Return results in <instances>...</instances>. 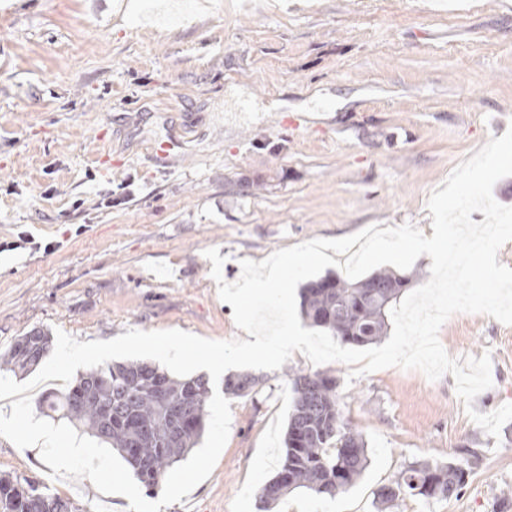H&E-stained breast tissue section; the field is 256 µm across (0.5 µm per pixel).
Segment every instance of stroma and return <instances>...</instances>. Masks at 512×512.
<instances>
[{"mask_svg":"<svg viewBox=\"0 0 512 512\" xmlns=\"http://www.w3.org/2000/svg\"><path fill=\"white\" fill-rule=\"evenodd\" d=\"M512 126V0H0V352L33 330L78 341L179 329L241 338L211 276L244 259L376 225L432 232L430 194ZM454 358L491 357L473 402L512 403V326L457 313ZM369 464L345 493L293 492L274 512H378L415 462L476 451L459 496L387 512H512V422L492 437L452 375L329 362ZM301 353L230 397L211 475L160 512H261L285 452ZM35 480L75 512H129L39 449L0 437V475Z\"/></svg>","mask_w":512,"mask_h":512,"instance_id":"1","label":"stroma"}]
</instances>
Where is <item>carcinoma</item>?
I'll list each match as a JSON object with an SVG mask.
<instances>
[{"label":"carcinoma","mask_w":512,"mask_h":512,"mask_svg":"<svg viewBox=\"0 0 512 512\" xmlns=\"http://www.w3.org/2000/svg\"><path fill=\"white\" fill-rule=\"evenodd\" d=\"M409 278L389 271L348 282L324 276L301 289V313L311 325L354 346L373 344L387 334V313ZM51 336L33 331L18 337L0 355V364L14 373L36 368L47 356ZM259 379L239 374L225 379L224 389L237 397L255 391ZM211 387L202 375L174 378L146 361L117 362L81 374L62 393L41 400L45 410L63 417L102 443L116 449L148 490L155 491L164 472L181 461L205 430ZM285 457L277 475L261 489L270 505L304 489L334 498L364 473L367 448L361 433L345 419L339 405L336 376L328 372L293 378ZM474 462L416 463L377 491L380 505L405 496L446 500L460 493ZM19 482L0 476V512H72V504L27 482L30 496L17 505Z\"/></svg>","instance_id":"carcinoma-1"}]
</instances>
